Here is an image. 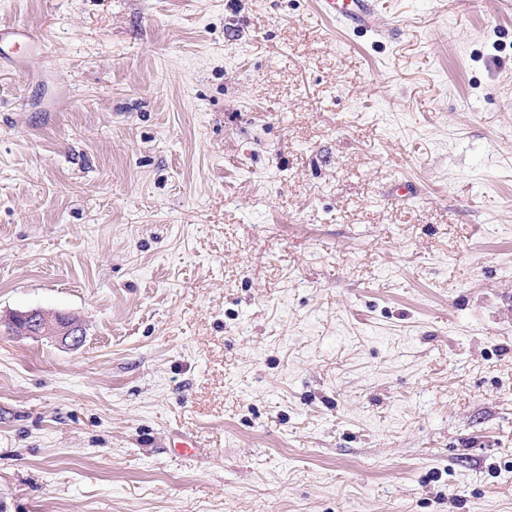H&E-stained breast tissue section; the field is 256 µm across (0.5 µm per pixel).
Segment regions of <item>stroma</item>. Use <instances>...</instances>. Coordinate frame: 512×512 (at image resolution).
<instances>
[{"mask_svg":"<svg viewBox=\"0 0 512 512\" xmlns=\"http://www.w3.org/2000/svg\"><path fill=\"white\" fill-rule=\"evenodd\" d=\"M13 25L0 512H512V0ZM316 11L323 21L336 26L367 27L377 12L375 0H317ZM19 318L31 319V325H33L32 337L55 336L72 348H79L83 342L82 331L72 321L64 324L57 320L60 317L51 321L49 317L37 309L21 312Z\"/></svg>","mask_w":512,"mask_h":512,"instance_id":"obj_1","label":"stroma"}]
</instances>
